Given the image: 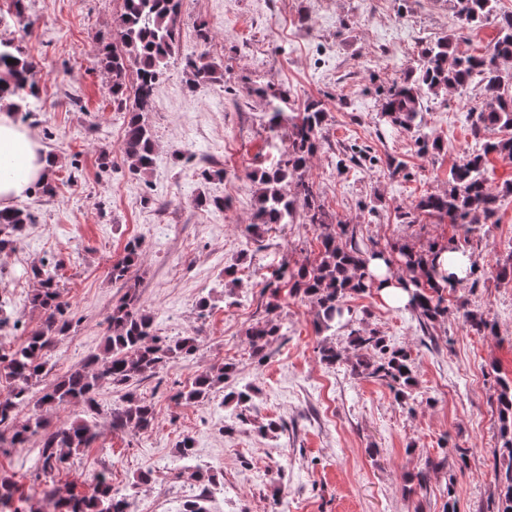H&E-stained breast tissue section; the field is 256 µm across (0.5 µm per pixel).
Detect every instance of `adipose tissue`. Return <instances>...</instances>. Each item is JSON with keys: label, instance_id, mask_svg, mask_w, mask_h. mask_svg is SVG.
<instances>
[{"label": "adipose tissue", "instance_id": "adipose-tissue-1", "mask_svg": "<svg viewBox=\"0 0 512 512\" xmlns=\"http://www.w3.org/2000/svg\"><path fill=\"white\" fill-rule=\"evenodd\" d=\"M52 163L30 128L0 113V209L43 180Z\"/></svg>", "mask_w": 512, "mask_h": 512}]
</instances>
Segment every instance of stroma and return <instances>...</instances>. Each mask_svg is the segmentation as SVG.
<instances>
[{"instance_id":"35a3bbf8","label":"stroma","mask_w":512,"mask_h":512,"mask_svg":"<svg viewBox=\"0 0 512 512\" xmlns=\"http://www.w3.org/2000/svg\"><path fill=\"white\" fill-rule=\"evenodd\" d=\"M0 0V39H10L36 65L40 111L32 128L56 159L54 196L30 191L15 200L30 212L20 246L0 252V353L18 348L43 324L29 298L32 270L48 264L68 305L70 331L49 352L58 378L99 352L112 306L125 293L112 281V260L137 240L141 258L130 270L138 304L158 335L196 337L197 351L170 362L158 376L135 383L155 405L146 432L112 430L110 412L123 391L102 386L100 433L90 448L43 469L29 449L0 447V475L12 476L22 512L55 494L87 492L108 473L113 492L131 512H184L207 492V512H488L495 493L493 454L502 446L497 408L499 379L512 381V283L495 271L512 256V197L500 220L475 234L470 250L477 284L448 294V315L423 331L408 307H392L376 293L347 300L351 327L317 331L316 309L290 283L268 284L282 264L309 263L320 248V228L301 221L272 224L260 238L246 235L255 208L253 171L272 167L287 148L269 128L273 104L259 95L271 85L288 93L282 112L322 101L327 118L321 147L304 178L314 183L334 220L354 226L366 243L406 242L415 248L462 238L451 224L398 218L421 196L448 188V172L475 149L471 122L455 95L422 113L420 135L438 138L446 152L420 155L415 137L379 119L380 92L418 60L425 42L448 35V0H182L181 47L145 119L155 134L151 172L132 175L123 160L126 115L112 104L111 79L97 64L104 44L119 35L122 0H25L16 14ZM206 25L210 39L196 30ZM207 51L223 76L191 84L187 58ZM364 150L361 164L340 165L347 147ZM402 163L391 175L388 161ZM215 170L205 179L201 169ZM221 199L199 207L198 197ZM237 271L233 293L224 270ZM208 299L206 312L197 303ZM483 312L494 332L476 334L464 310ZM275 316L282 335L255 356L246 331ZM373 329L410 353L416 366L413 406L398 404L380 381L357 375L350 329ZM331 343L344 358L330 365L320 348ZM230 364L232 376L198 403L174 400L177 390L212 366ZM255 387L252 421L236 422L226 394ZM273 420L262 434L256 422ZM194 439V455L177 444ZM467 451L457 472L449 459ZM153 474L147 485L141 472ZM214 475L208 488L192 472ZM427 472L426 485L415 476Z\"/></svg>"}]
</instances>
